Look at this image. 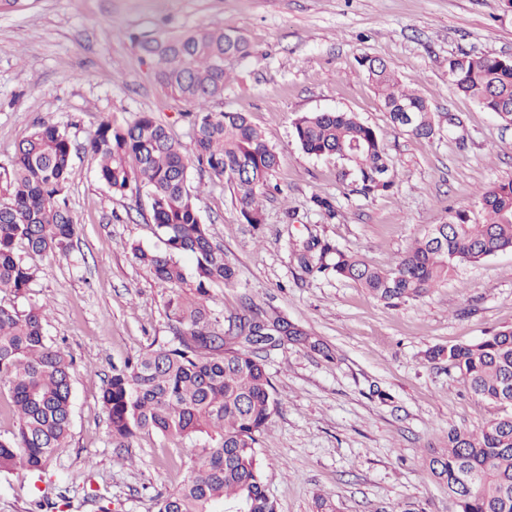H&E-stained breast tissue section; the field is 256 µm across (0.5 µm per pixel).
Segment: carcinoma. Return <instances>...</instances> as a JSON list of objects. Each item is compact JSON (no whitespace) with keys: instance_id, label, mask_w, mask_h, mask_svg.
<instances>
[{"instance_id":"1","label":"carcinoma","mask_w":512,"mask_h":512,"mask_svg":"<svg viewBox=\"0 0 512 512\" xmlns=\"http://www.w3.org/2000/svg\"><path fill=\"white\" fill-rule=\"evenodd\" d=\"M152 65L154 77L173 98L198 107L191 113L193 135L186 146L150 114L131 124L103 122L87 143L97 173L113 192L131 185L145 191L164 249L134 248L135 258L162 288L184 281L176 254L195 258L200 301L169 302L173 340L151 347L114 369L101 396L112 447L126 451L143 434L196 442L202 453L190 478L158 498L156 512H276L263 482L259 438L281 398L267 374L261 350L288 339L308 341V333L282 318L263 320L264 335L253 333L251 313L228 320L220 335L211 328L205 301L210 287L230 285L237 272L212 242L200 221L188 186L190 160L207 166L229 185L240 215L262 223L260 197L282 156L269 146L244 112H211L204 105L224 94L225 62L251 55L243 35L205 28L185 34L134 36ZM368 80L382 93L391 126L415 138L432 140L463 130L461 120L433 112L418 93L398 87L379 58L360 60ZM448 79L455 92L512 125V57H448ZM293 138L315 157L334 156L344 164L365 197L388 192L389 156L385 136L355 112H314L292 121ZM74 146L58 126L41 121L0 164V289L29 293L36 267L22 254L56 257L79 226L68 210L67 187ZM483 221L467 210H451L389 270L370 266L329 243L303 248L300 261L309 272L349 280L389 305L417 300L447 283L460 264L476 263L512 251V180L492 182L479 192ZM319 249V257L312 250ZM46 307L20 311L0 305V381L7 384L17 428L0 436V473L18 468L37 476L67 448L71 423L73 360L48 338ZM428 360L446 361L476 396L512 408V327L469 343L435 347ZM433 476L446 485L457 512H512V414L491 421L477 433L449 429L441 451L429 460ZM72 507L66 494L53 502L33 501L34 512Z\"/></svg>"}]
</instances>
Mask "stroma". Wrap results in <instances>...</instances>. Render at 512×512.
<instances>
[{
	"label": "stroma",
	"instance_id": "35a3bbf8",
	"mask_svg": "<svg viewBox=\"0 0 512 512\" xmlns=\"http://www.w3.org/2000/svg\"><path fill=\"white\" fill-rule=\"evenodd\" d=\"M236 29L251 57L229 62L232 80L214 112L247 113L282 156L263 222L242 219L234 195L192 165L190 188L214 243L238 269L235 285L212 287L215 331L253 309L307 330L322 350L285 343L265 355L282 403L261 436L264 483L277 512H317L324 497L339 512H455L427 461L448 428L477 432L505 415L432 363L429 349L472 342L512 326V252L461 265L417 301L387 305L357 284L308 273L303 243L319 239L391 268L449 209L477 211L478 191L512 179V125L448 84V58L512 57V0H29L0 13V163L34 124L66 129L76 145L66 198L79 226L67 255L36 260L28 296L0 290V304L48 309V336L71 355L67 449L43 476L0 475V512H30L40 496L70 490L71 512H154L174 492L200 448L160 435L113 448L102 390L113 367L172 338L169 300L192 304L194 261H176L183 284L159 287L132 249L161 248L149 199L115 194L83 147L106 119L148 113L191 141L189 105L160 85L132 44L134 34ZM383 59L432 111L462 116L465 144L393 130L358 60ZM357 113L386 135L392 190L364 197L336 158L302 151L292 121L313 112ZM336 203L335 218L311 206ZM96 494L84 502L85 493Z\"/></svg>",
	"mask_w": 512,
	"mask_h": 512
}]
</instances>
